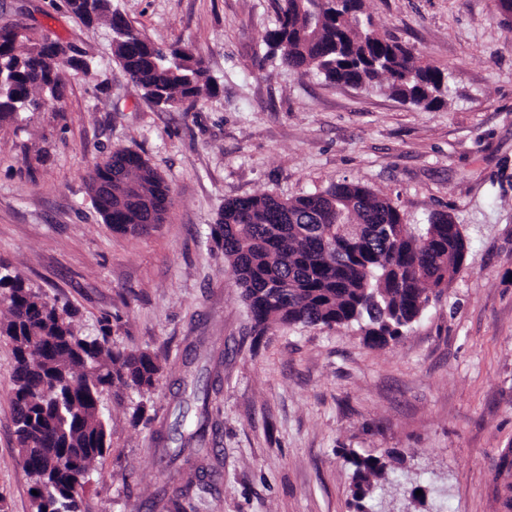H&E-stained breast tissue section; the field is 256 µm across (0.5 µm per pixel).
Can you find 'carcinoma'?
<instances>
[{
    "label": "carcinoma",
    "mask_w": 512,
    "mask_h": 512,
    "mask_svg": "<svg viewBox=\"0 0 512 512\" xmlns=\"http://www.w3.org/2000/svg\"><path fill=\"white\" fill-rule=\"evenodd\" d=\"M69 11L90 24L112 29L118 68L156 106L176 109L218 93L205 59L179 42L150 45L112 0H66ZM362 0H278L277 20L263 41L268 55L299 74L316 73L334 84L384 89L405 104L436 109L452 80L448 69L362 19ZM64 49L77 62L52 64ZM89 67L85 55L59 37L29 35L23 23L0 26V122L41 112L61 99L70 69ZM112 181V209L97 211L115 232L134 233L160 224L173 205L169 185L137 151H112V169L95 164L91 193ZM224 250L251 320V332L274 325L355 326L366 345L398 343L440 300L467 267L471 250L461 225L444 211L427 223H406L393 201L360 183L342 181L292 199L273 194L224 201L212 230ZM280 281L284 295L269 300L266 286ZM74 310L47 301L24 279L0 264V338L13 346V409L19 453L65 458L63 468L28 472L32 512H81L82 495L110 447L111 431L100 411L110 391L117 400L133 390L141 397L132 412L138 421L163 370L162 359L142 349H120L110 333L90 336L76 329ZM178 402L173 432L180 445L168 447L156 432L161 461L187 479L167 500V512H186L194 478L203 471L218 408L207 390ZM355 512L389 481L392 465L379 456L351 450ZM502 504L512 510V444L500 454Z\"/></svg>",
    "instance_id": "carcinoma-1"
}]
</instances>
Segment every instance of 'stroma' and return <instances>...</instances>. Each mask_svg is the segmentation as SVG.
<instances>
[{
	"instance_id": "stroma-1",
	"label": "stroma",
	"mask_w": 512,
	"mask_h": 512,
	"mask_svg": "<svg viewBox=\"0 0 512 512\" xmlns=\"http://www.w3.org/2000/svg\"><path fill=\"white\" fill-rule=\"evenodd\" d=\"M149 40L202 55L220 92L163 111L112 57L107 26L65 0H0L20 21L92 57L70 71L55 110L0 124V261L78 329L147 348L164 371L139 422L101 397L111 449L83 512H163L180 484L156 450L176 397L197 381L195 337L223 354L213 435L193 512H349L341 454L401 457L374 512H502L495 474L512 443V18L495 0H364L376 28L447 67L446 105H405L383 90L299 75L269 58L276 0H112ZM118 147L141 153L173 205L147 232H113L89 171ZM349 180L395 202L407 223L454 216L467 268L397 344L373 349L357 328L250 332V315L211 236L225 200L294 198ZM14 355L0 339V496L31 512L15 440Z\"/></svg>"
}]
</instances>
